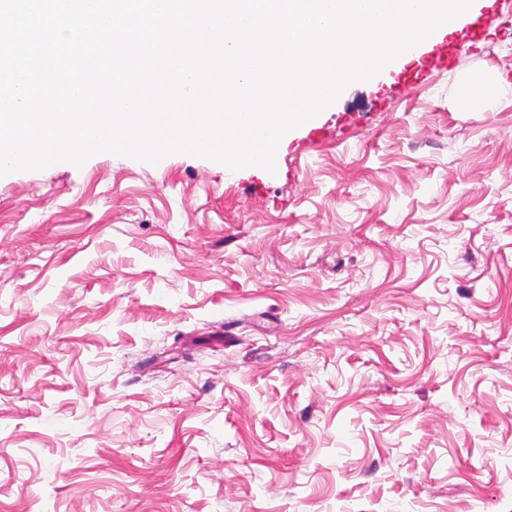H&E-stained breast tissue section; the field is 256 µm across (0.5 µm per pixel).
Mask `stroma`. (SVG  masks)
Masks as SVG:
<instances>
[{
	"label": "stroma",
	"instance_id": "1",
	"mask_svg": "<svg viewBox=\"0 0 512 512\" xmlns=\"http://www.w3.org/2000/svg\"><path fill=\"white\" fill-rule=\"evenodd\" d=\"M502 20L350 86L272 174L0 177V512H512ZM501 19L500 12L495 9L474 16L466 29L454 41L451 50H448V43L443 41L419 62L427 69L446 70L458 52L481 41L490 31L497 30L501 25Z\"/></svg>",
	"mask_w": 512,
	"mask_h": 512
}]
</instances>
